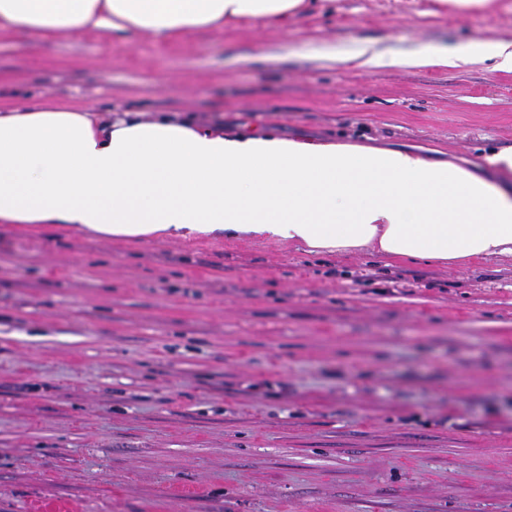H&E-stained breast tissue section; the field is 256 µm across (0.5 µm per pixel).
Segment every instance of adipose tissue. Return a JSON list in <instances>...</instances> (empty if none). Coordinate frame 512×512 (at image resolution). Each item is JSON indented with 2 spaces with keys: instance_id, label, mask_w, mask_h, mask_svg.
Returning <instances> with one entry per match:
<instances>
[{
  "instance_id": "adipose-tissue-1",
  "label": "adipose tissue",
  "mask_w": 512,
  "mask_h": 512,
  "mask_svg": "<svg viewBox=\"0 0 512 512\" xmlns=\"http://www.w3.org/2000/svg\"><path fill=\"white\" fill-rule=\"evenodd\" d=\"M314 0H0V35L94 32L174 42L189 32L284 25ZM326 65L512 71V40L388 54L320 53ZM482 173L406 149L227 137L178 116L108 118L87 107L0 108V224L101 238L249 234L310 254L369 253L463 267L512 257V147Z\"/></svg>"
}]
</instances>
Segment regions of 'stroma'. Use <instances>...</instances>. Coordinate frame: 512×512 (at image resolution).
<instances>
[{
	"mask_svg": "<svg viewBox=\"0 0 512 512\" xmlns=\"http://www.w3.org/2000/svg\"><path fill=\"white\" fill-rule=\"evenodd\" d=\"M512 15L334 0L168 44L0 36V97L235 136L512 147V71L318 53L511 36ZM0 512H512V260L0 225Z\"/></svg>",
	"mask_w": 512,
	"mask_h": 512,
	"instance_id": "1",
	"label": "stroma"
}]
</instances>
